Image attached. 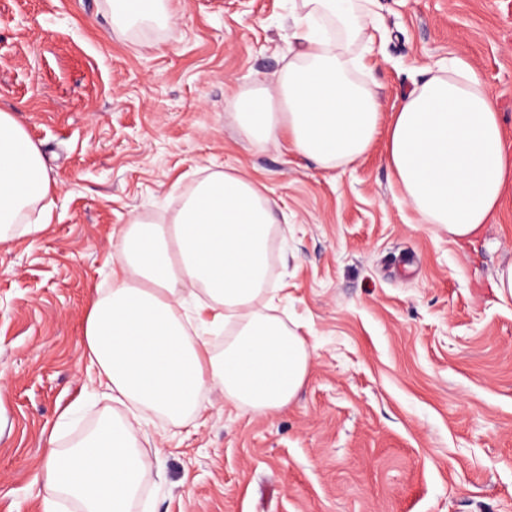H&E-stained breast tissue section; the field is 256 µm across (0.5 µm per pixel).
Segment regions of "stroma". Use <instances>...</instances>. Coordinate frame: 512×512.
<instances>
[{
    "label": "stroma",
    "mask_w": 512,
    "mask_h": 512,
    "mask_svg": "<svg viewBox=\"0 0 512 512\" xmlns=\"http://www.w3.org/2000/svg\"><path fill=\"white\" fill-rule=\"evenodd\" d=\"M127 25L112 0H0V110L57 180L0 242V512H78L33 481L113 404L81 358L86 312L111 287L114 233L168 223L213 173L256 179L278 203L277 292L260 298L311 350L282 411L205 392L202 416L149 419L159 456L132 512H512V183L483 233L452 241L404 199L378 135L325 170L258 146L233 97L294 54L299 0H165ZM352 47L392 111L429 68L463 58L496 96L512 146V0H373Z\"/></svg>",
    "instance_id": "1"
}]
</instances>
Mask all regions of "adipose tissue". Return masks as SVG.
<instances>
[{
  "mask_svg": "<svg viewBox=\"0 0 512 512\" xmlns=\"http://www.w3.org/2000/svg\"><path fill=\"white\" fill-rule=\"evenodd\" d=\"M299 50L270 84L238 93L234 119L259 145L290 149L333 170L370 149L383 112L346 61L366 27L354 0H304ZM404 198L457 242L479 234L512 182L495 96L459 57L430 72L394 108L385 155ZM52 175L12 113L0 111V232L49 202ZM276 202L242 174L198 183L169 224L133 219L116 235L112 286L90 302L82 358L123 414L76 445L47 448L34 480L80 512H131L151 466L137 433L144 413L180 424L201 394L255 412L281 410L302 387V336L254 303L266 292ZM225 332L223 351L209 336Z\"/></svg>",
  "mask_w": 512,
  "mask_h": 512,
  "instance_id": "ef3b65f1",
  "label": "adipose tissue"
}]
</instances>
